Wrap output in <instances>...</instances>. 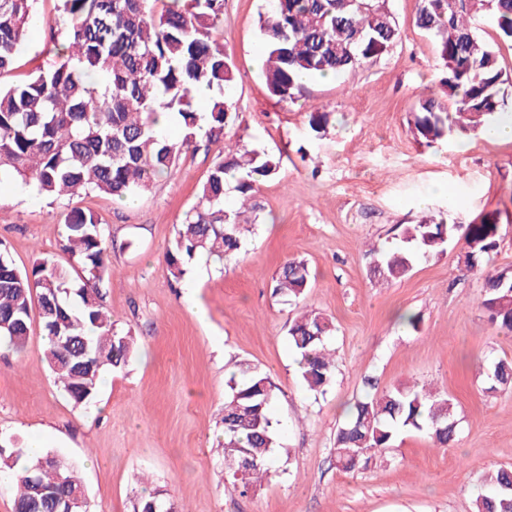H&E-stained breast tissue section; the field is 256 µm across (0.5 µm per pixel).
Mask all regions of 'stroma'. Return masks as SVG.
<instances>
[{"label": "stroma", "instance_id": "stroma-1", "mask_svg": "<svg viewBox=\"0 0 512 512\" xmlns=\"http://www.w3.org/2000/svg\"><path fill=\"white\" fill-rule=\"evenodd\" d=\"M387 7L398 42L279 103L261 73L266 0H224L218 39L236 74L225 132L282 158L259 185L264 210L244 252L224 263L197 260L178 282L165 261L218 146L189 151L131 206L97 193L44 198L9 177L0 183V243L18 270L42 257L68 264L63 223L77 207L94 211L112 241L104 304L138 342L123 372L108 374L89 405H74L44 360L36 314L24 349L0 351V444L22 448L43 434L47 449L75 465L91 512H133L142 489L163 493L176 512H475L482 477L512 468V388L491 391L486 380L492 361L512 360V334L499 333L479 307L486 271L512 269V140L472 133L429 147L416 141L413 105L438 90L440 70L433 41L415 25L416 0ZM33 11L38 23L2 84L60 62L44 26L58 18V0H35ZM316 109L327 115L317 132L309 126ZM491 212L500 239L486 271L467 270L459 237L403 280L371 279L370 247L396 245L399 226L438 214L466 226ZM290 259L311 272L296 306L273 292ZM301 309L335 325V380L322 396L305 387L288 342ZM400 311L417 325L398 322ZM238 360L269 374L272 412L285 424L272 477L245 496L232 491L216 442ZM368 376L380 391L417 382L450 397L459 422L452 446L403 432L368 468L338 469L336 430Z\"/></svg>", "mask_w": 512, "mask_h": 512}]
</instances>
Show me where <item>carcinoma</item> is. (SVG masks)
Segmentation results:
<instances>
[{"mask_svg": "<svg viewBox=\"0 0 512 512\" xmlns=\"http://www.w3.org/2000/svg\"><path fill=\"white\" fill-rule=\"evenodd\" d=\"M33 0H0V76L14 65L31 24ZM60 18L45 22L63 57L56 68L30 80L0 85V170L44 197H81L92 192L117 200L145 192L196 144L201 127L221 145L219 161L202 184L196 205L185 213L166 252L173 278L181 280L203 256L219 260L243 247L241 211L226 205L228 179L241 207L259 218L257 186L275 176L281 158L250 146L243 137L224 142L231 118L233 64L214 32L223 24L224 0H61ZM488 17L512 41V0H418L415 25L432 37L446 96H422L415 107V137L431 145L448 136L482 132L507 107L505 83L495 54L481 43L472 21ZM265 42L264 77L279 102L294 99L297 76L342 74L378 57L399 36L386 0H271L260 17ZM213 91L208 113L194 106L193 91ZM174 113L181 138L160 134L158 110ZM457 228L431 217L408 224L400 244L372 250L370 273L398 281L422 259L443 250ZM466 267L476 268L498 247V221L490 215L464 233ZM108 241L93 211L76 208L65 219L62 250L68 265L43 258L16 269L0 250V339L19 351L29 335L37 302L47 346L44 360L76 405L89 404L102 371H123L136 353L132 335L117 329L98 283L108 273ZM302 261L281 268L273 292L295 304L308 288ZM480 308L500 332L512 334V272H489ZM333 323L306 312L288 329L307 389L325 394L335 378L327 348ZM228 381L222 440L224 461L248 460L233 490L250 493L271 476V458L283 423L270 413L275 385L247 362ZM496 386H512V361L490 365ZM454 403L419 385H397L357 400L336 432V466L353 471L391 447L397 434L415 431L448 445L456 432ZM476 512H512V469L487 480ZM14 512H68L85 498L75 468L48 451L13 484Z\"/></svg>", "mask_w": 512, "mask_h": 512, "instance_id": "carcinoma-1", "label": "carcinoma"}]
</instances>
